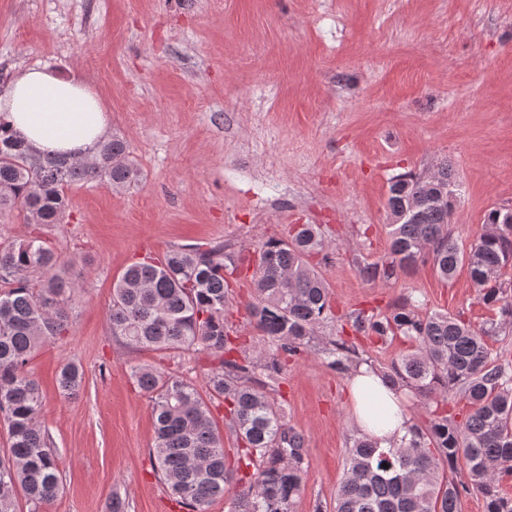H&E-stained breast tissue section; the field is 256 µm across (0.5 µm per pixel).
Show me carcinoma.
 Segmentation results:
<instances>
[{
    "label": "carcinoma",
    "instance_id": "obj_1",
    "mask_svg": "<svg viewBox=\"0 0 512 512\" xmlns=\"http://www.w3.org/2000/svg\"><path fill=\"white\" fill-rule=\"evenodd\" d=\"M127 143L114 137L98 146L95 159L74 161L35 156L17 136L0 130V214L14 212L33 224H58L68 208L66 189L106 178L116 187L137 180ZM452 173L442 163L424 178L398 175L389 187L390 253L367 264L370 281L392 279L428 255L441 279L467 267L483 299L497 307L500 323L512 326V296L499 281L512 265L509 210L489 212V230L469 249L448 230ZM318 227L300 224L291 238L269 239L256 251L254 296L247 314L264 337L259 358L224 328L229 308L226 271L237 268L224 243L210 242L146 256L129 265L112 289V335L134 349L205 350L214 360L208 397L181 376L149 366L131 375L151 394L155 425L152 454L170 493L191 512H209L234 483L233 512H295L308 473L304 437L288 424L267 388L285 369L282 355L303 351L328 319L329 293L306 257L323 249ZM63 258L37 237L0 243V423L9 454L0 457V512H18L19 497L30 512L56 498L62 480L55 453L39 421L43 397L26 366L40 346L69 332L68 306L81 282ZM357 330L385 341L401 336L415 350L393 360L384 372L395 390H408L435 404L428 424L412 426V438L381 448L363 436L348 449L334 512H462V493L472 489L486 512H512V498L500 492V477L512 472V373L491 357L487 338L497 326L475 328L447 312L424 315L406 299L386 315L355 316ZM354 346L332 341L328 365L351 370ZM58 383L72 393L83 383L74 363L64 364ZM459 392L469 413L461 421L443 415L448 393ZM224 401L242 447L228 464L208 401ZM463 470L468 483L453 475Z\"/></svg>",
    "mask_w": 512,
    "mask_h": 512
}]
</instances>
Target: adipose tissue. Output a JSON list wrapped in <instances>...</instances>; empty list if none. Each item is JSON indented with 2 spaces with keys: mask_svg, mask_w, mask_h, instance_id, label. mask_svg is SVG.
<instances>
[{
  "mask_svg": "<svg viewBox=\"0 0 512 512\" xmlns=\"http://www.w3.org/2000/svg\"><path fill=\"white\" fill-rule=\"evenodd\" d=\"M0 123L38 154L72 160L94 156L107 129L106 108L84 78L46 65L21 69L0 92ZM347 398L358 427L380 447L408 436L411 422L399 393L372 366L352 372Z\"/></svg>",
  "mask_w": 512,
  "mask_h": 512,
  "instance_id": "1",
  "label": "adipose tissue"
}]
</instances>
